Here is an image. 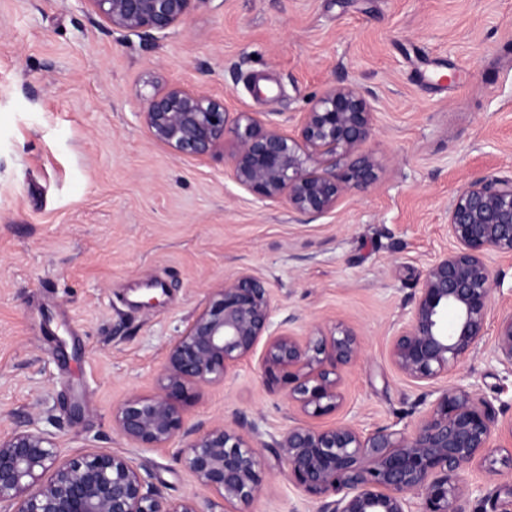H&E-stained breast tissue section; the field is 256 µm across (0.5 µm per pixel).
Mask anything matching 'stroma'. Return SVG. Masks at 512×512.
Instances as JSON below:
<instances>
[{
  "instance_id": "35a3bbf8",
  "label": "stroma",
  "mask_w": 512,
  "mask_h": 512,
  "mask_svg": "<svg viewBox=\"0 0 512 512\" xmlns=\"http://www.w3.org/2000/svg\"><path fill=\"white\" fill-rule=\"evenodd\" d=\"M373 92L363 150L375 180L310 220L261 203L231 170L233 140L201 159L158 143L137 114L179 83L294 136L336 83ZM512 178V0H201L166 39L124 36L84 0H0V427L29 419L61 456L105 448L147 464L166 496L197 494L182 438L134 448L112 407L151 394L169 345L241 272L271 289L274 321L351 329L362 353L342 403L313 419L412 431L451 385L474 386L512 424V377L491 362L512 313V256L485 333L447 376L417 383L390 358L427 269L454 249L448 205L473 180ZM156 304L143 303L147 287ZM260 354L205 387L193 429L223 421L270 443L304 416L269 389ZM82 400L71 416L73 397ZM238 512H316L265 452Z\"/></svg>"
}]
</instances>
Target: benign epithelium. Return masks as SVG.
Here are the masks:
<instances>
[{
    "instance_id": "7a95c632",
    "label": "benign epithelium",
    "mask_w": 512,
    "mask_h": 512,
    "mask_svg": "<svg viewBox=\"0 0 512 512\" xmlns=\"http://www.w3.org/2000/svg\"><path fill=\"white\" fill-rule=\"evenodd\" d=\"M92 13L126 36H169L199 0H85ZM371 93L337 84L304 113L299 136L264 126L249 112L228 123L224 101L180 85L155 90L137 113L151 136L174 153L202 158L234 142L235 182L257 201L284 199L311 218L336 208L354 188L370 184L373 161L362 146L372 134ZM344 161L321 171L317 156ZM456 248L427 270L409 320L394 334V365L415 381L456 368L481 340L496 285L493 254H512V178L477 179L448 206ZM266 281L244 272L224 282L169 347L151 395L132 394L112 409L116 433L135 448H164L183 437L180 458L200 487L224 503H248L260 491L264 457L259 440L218 422L184 429L198 389L224 380L235 364L265 341V382L306 415L336 410L343 367L361 353L358 336L338 327L299 336L273 322ZM512 373V313L501 318L494 352ZM500 431L493 402L470 386H451L411 432L381 428L365 434L351 425L317 429L297 424L271 449L289 480L319 501L318 512H462L459 501L478 495L481 512H512V481L482 493L463 473L475 461L494 466ZM142 463L93 448L62 459L52 434L30 420L0 432V503L10 512H205L195 496L173 499L148 481Z\"/></svg>"
}]
</instances>
